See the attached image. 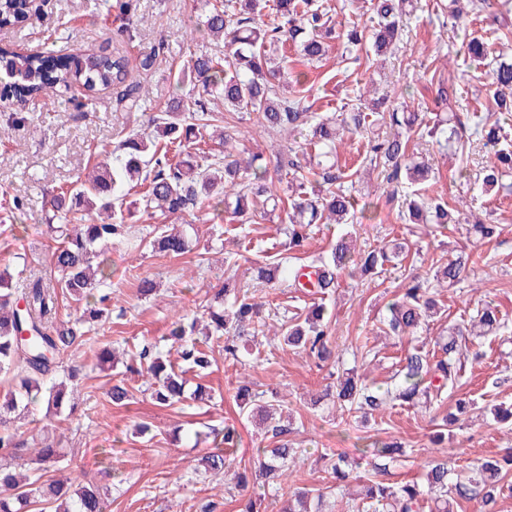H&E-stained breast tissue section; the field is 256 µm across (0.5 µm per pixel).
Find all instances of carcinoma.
I'll list each match as a JSON object with an SVG mask.
<instances>
[{"label":"carcinoma","instance_id":"obj_1","mask_svg":"<svg viewBox=\"0 0 512 512\" xmlns=\"http://www.w3.org/2000/svg\"><path fill=\"white\" fill-rule=\"evenodd\" d=\"M406 0H377L370 40L381 53L406 31L403 5ZM207 14L202 32L224 36V62L207 55L190 61L189 73L202 98L194 106L177 100L165 109L149 116L146 128L133 132L112 149L100 152L101 161L92 173L77 185L53 196L51 206L58 223L50 225L55 233L51 251V273L55 284L50 286L38 279L24 288L12 285V275L0 270V373H9L16 381L9 396L0 402V450L14 460L13 468L0 467V512H29L43 502L55 504V512H107L100 489L92 482L73 485L66 476L44 479L54 471L60 458L59 449L47 443L40 448H26L13 431L15 419L44 403L47 409L59 413L63 407L74 409L67 398L66 382L55 380L59 356L68 349H77L86 342V335L105 318L106 288L111 283L109 253L127 244L124 213L136 205L127 201L126 186L136 181L147 187L144 210L162 213H182L202 205L220 215L230 208L247 221L265 218L267 211L256 208L258 198L271 204V210L289 206V244L300 247L314 224H356L358 216L354 200L344 189L345 173L336 168V141L349 137L378 123L396 129L390 137L370 144L369 162L383 167L386 182L406 188L405 205L409 224H432L445 229L460 223L463 211L451 209L442 197L430 193L428 186L432 165L408 154L410 133H427L443 143L452 155H462L466 143L457 127L439 121L429 124L417 112L396 108L349 112L343 117L320 115L305 105L306 78L303 74H285L271 66L272 48L291 43L301 55L318 60L325 54L326 39L335 36L343 40V52L351 55L361 49L364 31L357 28L336 31L335 24L318 0H275V16L265 20L263 0H226L224 4L205 2ZM119 17L125 20L123 32L133 36L137 17L130 0L116 5ZM497 10L498 16L512 11V0H482L464 6L451 0L448 19L454 26L466 24L469 12ZM28 15L27 0H0V28L13 25ZM469 58L487 62L491 84L495 88L493 101L497 109H512V60L504 55L488 58L484 43L472 39L467 44ZM129 72L125 60L99 54L93 50L76 57L62 56L51 62L40 53H16L0 48V84L11 98L24 102L41 94L59 96L77 84L88 92L125 85L119 100L137 105L141 85L127 83ZM292 88L288 97L276 92L275 83ZM224 100L229 112H240L255 119L267 130L290 137L303 136L297 142L301 155L313 156L308 162V175L296 177L288 187L289 195L277 194L275 180L267 166L252 156L246 160L227 152L210 164L193 163L187 152L201 131L224 122V114L205 107L204 98ZM472 135L491 148L492 156L483 166L481 189L512 195V142L502 138L500 118L494 112L474 114ZM166 139L187 159L175 164L167 153L159 151L155 136ZM148 245L172 257L188 252L186 235L174 225L163 224L154 230ZM404 245L391 249L375 247L361 249L353 239L342 237L332 249L331 261L315 266L317 279L313 287L327 294L335 287V272L346 267L362 276L377 275L385 266L403 254ZM462 258L450 259L435 271L438 285L452 287L458 282ZM65 297L82 308L73 321L55 323L52 315L58 308L59 297ZM224 301L229 308L216 309L204 305L207 335L224 338V352L236 356V340L257 334L262 322L263 305L244 292L224 286ZM389 316L383 320L387 333L398 337H414L426 318L441 314L437 302L429 296V288L418 283L388 304ZM321 304L300 309L282 322L285 345L301 349L319 363L334 358L332 342L324 320ZM508 330L499 311L489 303L473 310L463 323L448 327L435 337L433 348L418 347L399 360L396 371L398 384L380 390L366 382L353 369H347L336 379L335 393L325 392L314 404L336 396V402L347 413L370 416L381 413L391 403L416 406L420 398L432 400L443 389L454 385L462 370L461 356L476 339L496 336ZM166 340L170 351L156 346H144L129 355L125 369L148 383L151 396L161 405L190 399L194 402L210 398L199 384L186 391L189 372L201 373L212 365L209 351L191 338L183 325L172 328ZM176 353L178 362L170 360ZM240 412L258 419L264 425L275 446L258 454V475L278 493L288 470L289 461L298 454L291 447L290 426L281 423V403L278 396L257 403L258 394L242 381L234 394ZM359 452L370 458L375 476H386L400 452L401 445L372 437ZM238 445L236 429L224 428L220 443L200 458L204 471L218 474L224 471L228 456ZM327 472L336 488L347 483L352 463L343 456H327ZM512 455L486 458L473 465L467 473L458 474L448 464V457L437 456L427 463L421 482L390 484L382 481L363 482L357 497L352 499L353 512H454L450 504L458 500L479 499L481 512H499L503 499L512 496ZM326 492L300 488L289 494L279 512H321Z\"/></svg>","mask_w":512,"mask_h":512}]
</instances>
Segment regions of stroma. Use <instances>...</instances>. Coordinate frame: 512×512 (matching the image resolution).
I'll list each match as a JSON object with an SVG mask.
<instances>
[{
  "instance_id": "stroma-1",
  "label": "stroma",
  "mask_w": 512,
  "mask_h": 512,
  "mask_svg": "<svg viewBox=\"0 0 512 512\" xmlns=\"http://www.w3.org/2000/svg\"><path fill=\"white\" fill-rule=\"evenodd\" d=\"M433 0H418L409 10L410 32L396 47L373 60L367 56L342 61V43L329 41L323 59L309 63L295 49H286L289 72L307 76V100L316 112H349L358 105L357 91L373 84L388 95L389 106L426 114L428 119L457 116L469 120L493 102L484 68L466 55L471 38L500 49L496 25L470 16L466 26L440 27L431 7ZM95 0H34L26 20L0 30V46L19 52L51 56L78 54L92 49L125 59L134 79L143 85L141 106H117L116 90L96 92L91 112L82 114L63 100L42 97L24 107L25 120L13 124L15 107L0 102V269H8L14 287L39 279L50 282L49 254L53 245L45 216L53 195L69 187L86 168L128 133L143 128L149 115L179 97L193 103L198 94L192 83L176 85L175 75L186 69L193 56L205 53L224 58V40L199 33L204 18L203 0H135L140 31L127 41L117 27L115 13L95 9ZM163 53H156L157 45ZM155 54L150 70L139 67L146 54ZM447 86V98L438 89ZM234 138L241 155L263 156L269 169L288 170L295 155L287 137L261 128L254 121H236ZM409 150L433 158L437 171L434 189L448 201H462L466 214L484 224H495L499 234L487 241L469 224H452L436 231L423 224H407L401 205L389 206L381 189L380 169L355 184L357 205H369L370 217L359 224H318L302 250L288 246V212L281 209L269 220L243 224L229 215H216L206 207L182 215L189 251L173 258L141 248L139 242L162 218L137 211L128 246L112 251V294L108 316L88 345L63 354L64 369L73 370L78 410L74 415L54 414L35 408L15 427L25 447H38L42 439L54 440L61 450V474L94 480L102 488L108 512H238L234 472L243 471L257 458L258 448L270 445L263 430L239 415L232 398L240 377H247L255 392L277 394L284 412L292 417L291 438L302 454L288 471L289 489L318 488L328 482L321 453H343L358 460V476L371 469L359 460L364 438L374 435L401 443L402 454L391 468V479H422L428 461L447 455L449 461L470 466L478 460L512 448V425L489 418L461 417L451 425L444 443H434L444 417L457 400L470 399L479 406L512 403V339L489 337L469 355L454 384L440 401L421 408L394 405L383 419L364 420L342 412L339 406L311 407L312 393L334 385V369L353 368L368 382L389 383L396 363L414 341L430 342L444 324L460 320L481 302H489L512 322V196L502 198L475 188L486 160L483 149L470 154L465 171H458L446 152L429 138H413ZM21 206H14V198ZM351 234L361 246H383L399 239L408 248L397 265L376 276H351L339 272L338 287L319 297L289 287L287 281L258 279V268H288L329 259L337 238ZM468 255L461 279L449 288H432L443 304L441 321L422 328L416 339L382 336L385 306L414 280H432L437 265L448 258ZM140 277L153 279L155 294L135 292ZM239 288L263 297L266 311L283 315L293 307L324 302L328 333L339 358L337 367H319L302 350L283 347L271 336L246 337L240 363L224 358L223 341H213V362L200 379L213 395L212 402L158 405L136 376L124 367L95 369L92 350L108 343L114 348L144 344L162 345L173 322L190 324L202 319V303L212 300L226 278ZM124 381L131 397L125 404L109 403L107 390ZM150 425L152 437L135 432ZM235 427L240 441L227 459L224 473H205L199 460L205 452L198 437L220 439L225 426Z\"/></svg>"
}]
</instances>
